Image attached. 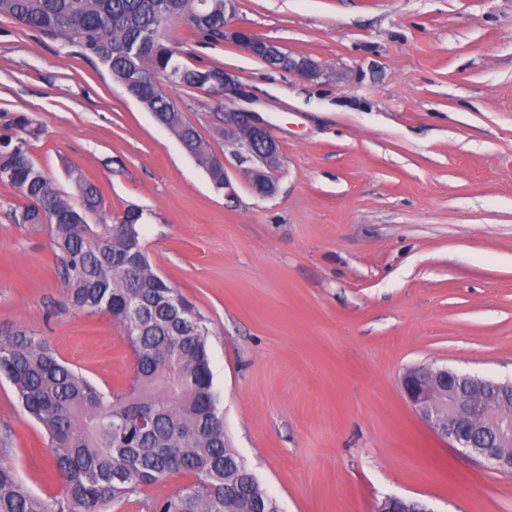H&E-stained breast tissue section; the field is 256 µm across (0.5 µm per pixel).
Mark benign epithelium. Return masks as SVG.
I'll return each instance as SVG.
<instances>
[{
  "instance_id": "1",
  "label": "benign epithelium",
  "mask_w": 512,
  "mask_h": 512,
  "mask_svg": "<svg viewBox=\"0 0 512 512\" xmlns=\"http://www.w3.org/2000/svg\"><path fill=\"white\" fill-rule=\"evenodd\" d=\"M237 2L224 0V38L268 64L282 59L277 43L229 24ZM288 71L311 81L323 75L321 63L304 54L288 57ZM207 93L216 99L232 100L242 97L244 90L238 75L226 69L224 81L208 87ZM224 139L233 142L236 150L250 152L248 173L252 189L264 196L275 193L272 173L281 166L282 152L265 125L246 112H226ZM401 388L421 422L451 447L462 449L488 469L512 473V456L483 442L489 430L501 436L512 431V414L502 412V407L512 402L491 401L485 379L422 364L404 372Z\"/></svg>"
}]
</instances>
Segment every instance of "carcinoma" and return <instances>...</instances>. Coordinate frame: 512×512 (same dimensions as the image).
Here are the masks:
<instances>
[{"label": "carcinoma", "mask_w": 512, "mask_h": 512, "mask_svg": "<svg viewBox=\"0 0 512 512\" xmlns=\"http://www.w3.org/2000/svg\"><path fill=\"white\" fill-rule=\"evenodd\" d=\"M0 16L78 46L176 136L224 188V164L164 93L160 78L198 88L221 67L190 68L168 34L170 22L224 36V0H0ZM0 140V183L26 203L18 224H46L66 300L75 310L112 317L133 358L130 384L103 390L60 360L44 339L24 331L0 336V378L43 428L62 495L49 502L18 478L0 443V512H108L110 505L164 478L189 483L147 500L146 512H280L277 500L231 448L213 385L210 329L169 281L156 276L139 226L143 210L128 207L115 228L91 224L104 210L97 185L80 169L68 177L76 206L36 164L30 142L41 128L24 113ZM136 301L138 320L128 315Z\"/></svg>", "instance_id": "carcinoma-1"}]
</instances>
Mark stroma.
I'll return each mask as SVG.
<instances>
[{
	"label": "stroma",
	"mask_w": 512,
	"mask_h": 512,
	"mask_svg": "<svg viewBox=\"0 0 512 512\" xmlns=\"http://www.w3.org/2000/svg\"><path fill=\"white\" fill-rule=\"evenodd\" d=\"M232 25L307 54L306 81L177 24L182 61L237 73L221 102L162 86L213 152L217 191L176 137L107 70L0 16V135L43 129L31 154L64 191L76 167L116 222L143 210L151 263L211 330L213 384L233 448L281 512H512V475L450 447L400 385L432 364L512 376V0H238ZM279 143L260 196L225 143V111ZM0 185V334L21 329L96 385L132 376L110 315L66 304L48 228L18 224ZM36 495L62 493L40 425L0 379V438Z\"/></svg>",
	"instance_id": "1"
}]
</instances>
